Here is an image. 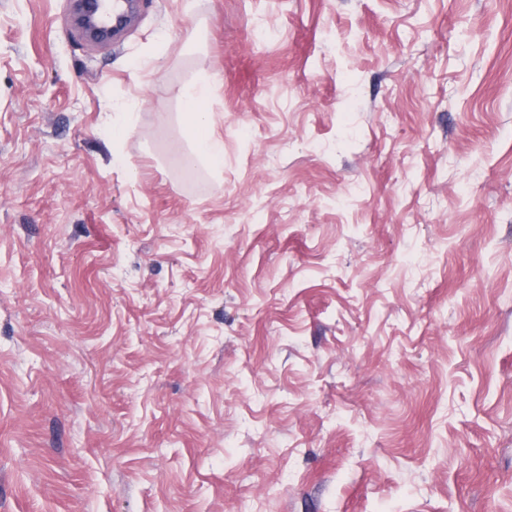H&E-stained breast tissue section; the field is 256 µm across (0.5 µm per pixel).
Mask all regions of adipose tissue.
Here are the masks:
<instances>
[{"label":"adipose tissue","instance_id":"1","mask_svg":"<svg viewBox=\"0 0 512 512\" xmlns=\"http://www.w3.org/2000/svg\"><path fill=\"white\" fill-rule=\"evenodd\" d=\"M211 90L210 80L203 79L179 91L187 136L192 143L191 152L182 159L184 166L191 167L197 161L204 160L219 167L224 162V142L214 135L212 117L205 109Z\"/></svg>","mask_w":512,"mask_h":512}]
</instances>
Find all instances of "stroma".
<instances>
[{"label":"stroma","mask_w":512,"mask_h":512,"mask_svg":"<svg viewBox=\"0 0 512 512\" xmlns=\"http://www.w3.org/2000/svg\"><path fill=\"white\" fill-rule=\"evenodd\" d=\"M70 8L0 0V512H512V0ZM211 85L210 80L203 79L179 91L187 136L192 143L191 152L182 158L185 167H193L198 160H205L215 167L222 166L224 162V141L214 135L211 114L205 109Z\"/></svg>","instance_id":"obj_1"}]
</instances>
